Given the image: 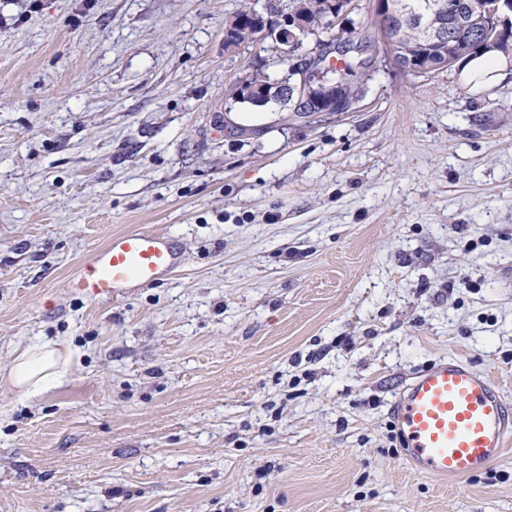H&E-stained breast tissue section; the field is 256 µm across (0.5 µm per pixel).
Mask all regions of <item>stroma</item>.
I'll list each match as a JSON object with an SVG mask.
<instances>
[{
    "mask_svg": "<svg viewBox=\"0 0 512 512\" xmlns=\"http://www.w3.org/2000/svg\"><path fill=\"white\" fill-rule=\"evenodd\" d=\"M246 0H0V512H512V450L413 473L389 408L458 356L512 395V63L420 74L385 44L358 112L238 103L285 66ZM179 238L171 280L66 281L114 233ZM256 18L261 19L262 15L259 14L254 8H244L238 11L230 22H238V26H234L236 40L234 32L231 31L230 27H226L224 30V46L227 49H232L238 44L251 40L256 44H264L267 40H271L272 44L269 46L271 49H275L278 54V60L282 64L289 62L288 58L283 54L282 43L278 41L276 28H267L268 20H264L263 24L261 21H257ZM266 25V26H265ZM468 66L470 71V79L480 82L487 75H491L492 72L504 68L507 66V64L500 59H496L491 56H483L470 60ZM58 348L50 340L19 348L5 367L11 386L27 397H34L62 382L68 367Z\"/></svg>",
    "mask_w": 512,
    "mask_h": 512,
    "instance_id": "1",
    "label": "stroma"
}]
</instances>
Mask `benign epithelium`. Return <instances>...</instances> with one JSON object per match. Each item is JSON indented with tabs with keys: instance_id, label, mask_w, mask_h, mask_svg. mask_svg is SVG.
<instances>
[{
	"instance_id": "benign-epithelium-1",
	"label": "benign epithelium",
	"mask_w": 512,
	"mask_h": 512,
	"mask_svg": "<svg viewBox=\"0 0 512 512\" xmlns=\"http://www.w3.org/2000/svg\"><path fill=\"white\" fill-rule=\"evenodd\" d=\"M512 9V0H486L477 10L467 3L457 2L448 7V23L425 34L431 44L445 43L451 52L433 65L437 70L450 69L460 59L476 49L484 54L512 56V15L504 8ZM324 18L336 25L358 10L357 0H320ZM374 16L377 20V36L389 45L400 67L416 70L422 57L415 56V47L401 44L395 37L397 30L413 21V14L405 0H375ZM309 32L302 17L288 19V28L279 30L285 41L286 54L295 60L292 70L298 79L291 84H266L256 89V98H285L293 112H316L327 101L329 112H354L362 101V95H346L345 91L327 84L324 76L337 60L352 57L357 61V73L363 75L377 67V57L372 44L361 39L341 40L335 43L328 60L318 55L302 54L305 35Z\"/></svg>"
}]
</instances>
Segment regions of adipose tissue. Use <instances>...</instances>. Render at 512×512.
Segmentation results:
<instances>
[{"mask_svg": "<svg viewBox=\"0 0 512 512\" xmlns=\"http://www.w3.org/2000/svg\"><path fill=\"white\" fill-rule=\"evenodd\" d=\"M67 373V362L57 343L46 340L18 349L6 375L11 386L34 397L58 385Z\"/></svg>", "mask_w": 512, "mask_h": 512, "instance_id": "ef3b65f1", "label": "adipose tissue"}]
</instances>
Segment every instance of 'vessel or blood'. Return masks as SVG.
Wrapping results in <instances>:
<instances>
[{"label": "vessel or blood", "mask_w": 512, "mask_h": 512, "mask_svg": "<svg viewBox=\"0 0 512 512\" xmlns=\"http://www.w3.org/2000/svg\"><path fill=\"white\" fill-rule=\"evenodd\" d=\"M184 265L170 235L134 229L111 235L68 281L91 302H111L169 280ZM392 420L410 468L421 475L465 480L512 444V398L497 381L451 356L413 375L398 392Z\"/></svg>", "instance_id": "b4317fda"}]
</instances>
